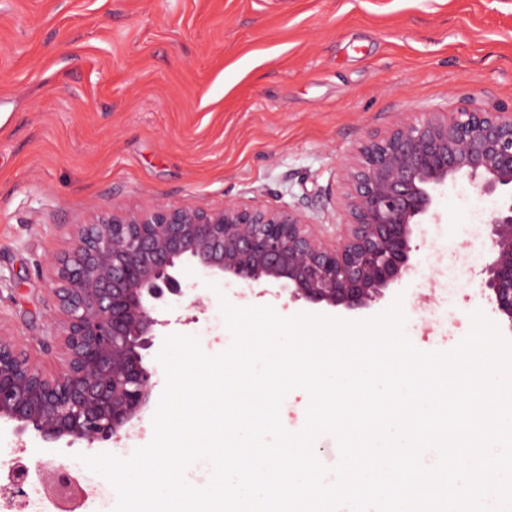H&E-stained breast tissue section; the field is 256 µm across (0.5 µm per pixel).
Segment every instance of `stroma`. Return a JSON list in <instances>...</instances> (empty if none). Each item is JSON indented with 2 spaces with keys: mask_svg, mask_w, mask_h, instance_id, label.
<instances>
[{
  "mask_svg": "<svg viewBox=\"0 0 512 512\" xmlns=\"http://www.w3.org/2000/svg\"><path fill=\"white\" fill-rule=\"evenodd\" d=\"M470 97L512 109V0H0V330L23 346L46 334L66 230L112 201L297 207L331 238L359 142ZM491 206L467 181L448 189L443 222L418 228L413 271L352 313L276 285L212 290L180 265L183 294L160 303L168 325L146 352L154 387L140 417L119 440L71 445L0 421V467L54 460L89 492L83 512H112L114 489L80 455L151 441L165 336L222 352L224 299L361 320L399 296L411 343L452 349L471 312H493L481 295L488 244L472 234ZM438 265L449 278L435 313Z\"/></svg>",
  "mask_w": 512,
  "mask_h": 512,
  "instance_id": "stroma-1",
  "label": "stroma"
}]
</instances>
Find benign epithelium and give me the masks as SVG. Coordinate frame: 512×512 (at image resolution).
I'll return each mask as SVG.
<instances>
[{
	"instance_id": "benign-epithelium-1",
	"label": "benign epithelium",
	"mask_w": 512,
	"mask_h": 512,
	"mask_svg": "<svg viewBox=\"0 0 512 512\" xmlns=\"http://www.w3.org/2000/svg\"><path fill=\"white\" fill-rule=\"evenodd\" d=\"M345 176L346 222L334 243L291 208L154 201L96 210L71 230V250L51 272L55 305L40 349L60 368L47 371L0 332V420L46 442L120 437L149 403L144 351L164 324L158 302L182 294L183 262L249 288L278 283L294 301L371 307L409 274L417 226L441 223L443 192L461 179L495 199L481 294L512 331V110L470 103L402 120L368 135ZM28 475L12 467L9 492L26 493ZM45 489L76 495L62 467L48 471Z\"/></svg>"
}]
</instances>
